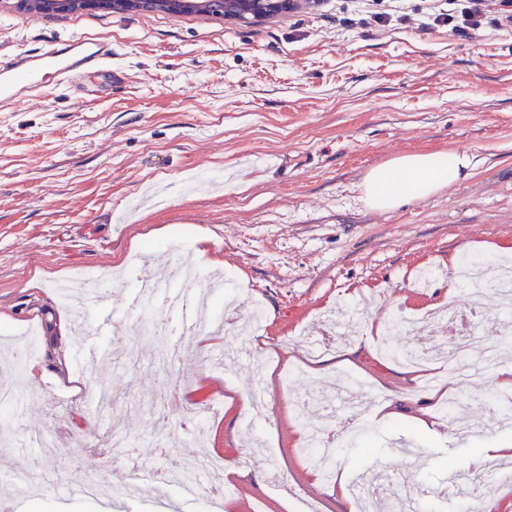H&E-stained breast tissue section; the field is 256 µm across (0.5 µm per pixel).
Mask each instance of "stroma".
I'll return each mask as SVG.
<instances>
[{
  "label": "stroma",
  "mask_w": 512,
  "mask_h": 512,
  "mask_svg": "<svg viewBox=\"0 0 512 512\" xmlns=\"http://www.w3.org/2000/svg\"><path fill=\"white\" fill-rule=\"evenodd\" d=\"M448 0H299L254 22L204 13L87 11L39 14L0 0V65L24 46L84 30L112 42L122 82L99 73L50 88L40 104L0 112V346L39 311V348L27 370L0 381L25 393L26 407H0L8 428L0 473L53 462L70 481L100 477L95 451L82 439L95 425L128 435L135 457L158 469L167 458L148 403L167 379L175 414L176 458L202 453L229 469L223 512H296L293 488L312 512H350L306 453V427L320 424L322 401L339 374L367 388L355 448L340 453L346 478L382 465L411 470L442 487L433 512H448L456 489L448 472L464 471L476 449L512 438L485 432L481 406L502 388L485 373L463 394L457 422L432 436L408 422L437 408L425 379H448L442 363L410 374L383 356L372 329L398 313L410 318L398 344L422 345L421 315L478 304L491 321L512 318L489 288L449 289L451 259L478 257L495 269L512 263V26L487 0L478 32L437 23ZM455 150L472 160L453 187L390 211L367 208L361 182L394 158ZM205 268L222 261L240 307L227 335L190 336L182 366L157 363L149 342L131 330L134 366L107 374L79 364L74 329L96 326L95 312L61 306L57 282L91 273L116 299L133 282L113 270L148 243L168 249L185 237ZM439 271L432 288L413 286L424 268ZM359 306L369 333L341 342L324 317ZM266 355V421L247 426L251 363ZM118 392L98 410L84 391ZM391 402L397 420L380 418ZM222 411L196 425L191 409ZM60 436L55 448H28L26 433ZM38 497L8 487L21 512H183L177 488L142 489L111 504L69 501L60 482L43 480Z\"/></svg>",
  "instance_id": "obj_1"
}]
</instances>
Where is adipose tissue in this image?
<instances>
[{
    "label": "adipose tissue",
    "instance_id": "adipose-tissue-1",
    "mask_svg": "<svg viewBox=\"0 0 512 512\" xmlns=\"http://www.w3.org/2000/svg\"><path fill=\"white\" fill-rule=\"evenodd\" d=\"M470 167V157L458 151L400 156L365 175L362 200L370 209L391 210L452 187L467 176Z\"/></svg>",
    "mask_w": 512,
    "mask_h": 512
}]
</instances>
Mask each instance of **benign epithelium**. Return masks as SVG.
Wrapping results in <instances>:
<instances>
[{
  "instance_id": "benign-epithelium-1",
  "label": "benign epithelium",
  "mask_w": 512,
  "mask_h": 512,
  "mask_svg": "<svg viewBox=\"0 0 512 512\" xmlns=\"http://www.w3.org/2000/svg\"><path fill=\"white\" fill-rule=\"evenodd\" d=\"M18 4L36 13H136L163 10L181 13L211 8L217 14L238 20H260L294 7V0H18Z\"/></svg>"
}]
</instances>
